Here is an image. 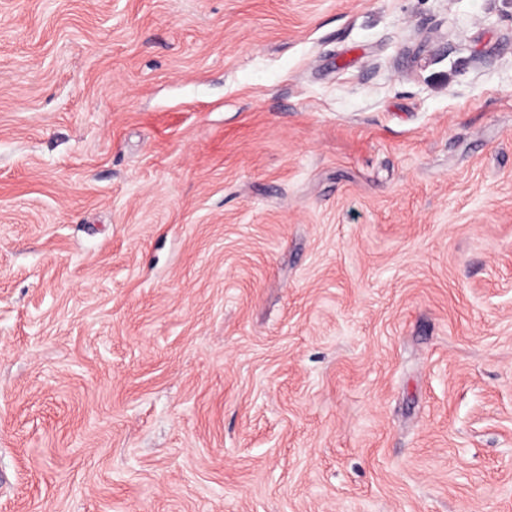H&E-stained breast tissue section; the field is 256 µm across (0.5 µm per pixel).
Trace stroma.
Listing matches in <instances>:
<instances>
[{"instance_id": "1", "label": "stroma", "mask_w": 512, "mask_h": 512, "mask_svg": "<svg viewBox=\"0 0 512 512\" xmlns=\"http://www.w3.org/2000/svg\"><path fill=\"white\" fill-rule=\"evenodd\" d=\"M0 512H512V0H0Z\"/></svg>"}]
</instances>
